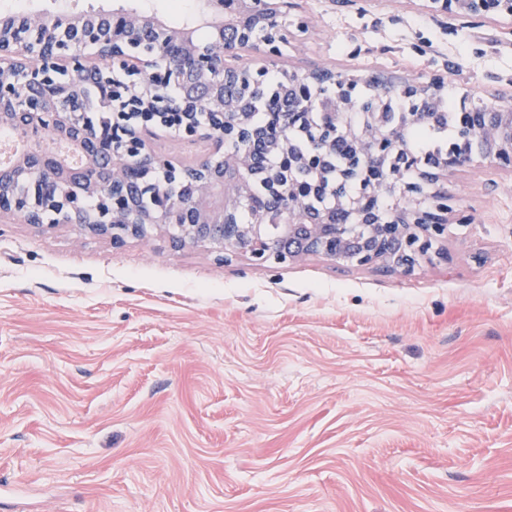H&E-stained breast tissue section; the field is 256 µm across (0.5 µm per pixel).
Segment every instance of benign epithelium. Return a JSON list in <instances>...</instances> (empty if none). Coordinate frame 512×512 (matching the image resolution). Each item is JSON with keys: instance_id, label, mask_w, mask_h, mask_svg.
<instances>
[{"instance_id": "1", "label": "benign epithelium", "mask_w": 512, "mask_h": 512, "mask_svg": "<svg viewBox=\"0 0 512 512\" xmlns=\"http://www.w3.org/2000/svg\"><path fill=\"white\" fill-rule=\"evenodd\" d=\"M431 15L478 17L512 33V0H418ZM298 8L296 0H234L231 21L212 25L219 37L203 44L188 29H175L136 10L59 16L38 13L18 19L0 15V127L15 128L29 148L0 169V218L110 238L119 248L156 230L170 245L204 244L220 260L246 259L258 266L320 255L338 264L409 274L421 265L448 262V226L467 223L448 195V174L463 167L494 166L512 176V109L490 104L474 110L458 138L479 149L463 162L454 147L419 158L405 147L403 133L430 119L425 102L445 101L448 83L391 79V75H342L330 68H280L288 108L316 148L292 152L288 129H263L253 119V95L267 89L266 76L282 60L288 29L270 25L273 16ZM119 15L127 27L149 33L192 62L201 79L198 95L172 101L162 88L175 80L157 57L132 46L131 37L100 36L96 28ZM38 25L40 42L19 37L21 26ZM253 54L248 66L229 65L237 50ZM107 86L102 102L87 99L83 79ZM335 88L332 120L312 119L317 88ZM410 108L386 126L363 113V121L334 120L358 111L378 91ZM109 113L112 149L89 140L85 128L99 112ZM168 135L204 142L207 152L190 167L154 151ZM338 140L351 151L341 170H326ZM304 170L312 186L288 196V213L269 234L266 212L251 208L262 180L271 197ZM192 187L184 201L166 198L161 184ZM394 197L393 208L380 207ZM94 205L87 206L88 201ZM251 220L239 221L244 209Z\"/></svg>"}]
</instances>
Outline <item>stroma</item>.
Returning a JSON list of instances; mask_svg holds the SVG:
<instances>
[{
	"instance_id": "stroma-1",
	"label": "stroma",
	"mask_w": 512,
	"mask_h": 512,
	"mask_svg": "<svg viewBox=\"0 0 512 512\" xmlns=\"http://www.w3.org/2000/svg\"><path fill=\"white\" fill-rule=\"evenodd\" d=\"M285 64L512 106V35L302 0ZM193 28L197 0H69ZM448 263L257 266L0 223V512H512V176L457 171Z\"/></svg>"
}]
</instances>
